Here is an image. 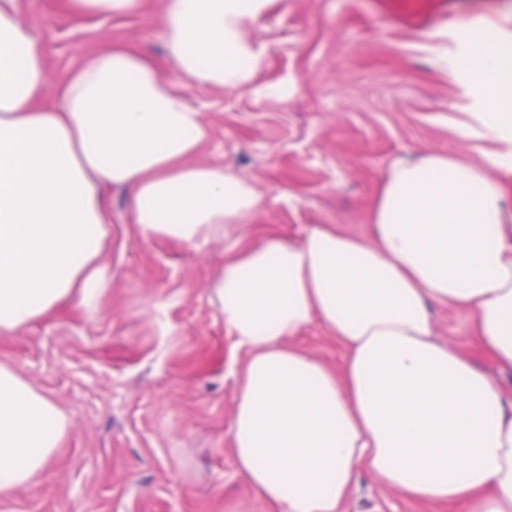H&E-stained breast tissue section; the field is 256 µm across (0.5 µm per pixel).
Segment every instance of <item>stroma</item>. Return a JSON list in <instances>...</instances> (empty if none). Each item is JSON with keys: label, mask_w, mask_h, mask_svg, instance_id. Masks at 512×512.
<instances>
[{"label": "stroma", "mask_w": 512, "mask_h": 512, "mask_svg": "<svg viewBox=\"0 0 512 512\" xmlns=\"http://www.w3.org/2000/svg\"><path fill=\"white\" fill-rule=\"evenodd\" d=\"M57 84L89 54L138 52L176 79L158 27L165 0L99 17L71 0H20ZM249 40L254 78L232 89L190 85L209 135L196 162L249 178L263 204L223 242L189 247L142 236L124 189H104L112 214L101 262L110 277L91 310L59 306L0 332L7 363L71 420L46 471L0 495V512H276L239 475L231 430L233 372L243 355L211 300L225 262L276 234L297 241L315 225L373 234L381 178L398 160L445 155L490 167L512 225V143L488 128L469 47L491 39L512 56V0H268ZM434 336L469 358L512 400V367L474 339L472 316L433 310ZM296 347L341 370L345 350L324 328ZM344 512H468L466 502L403 496L361 473Z\"/></svg>", "instance_id": "35a3bbf8"}]
</instances>
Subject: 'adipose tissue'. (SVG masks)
<instances>
[{
    "label": "adipose tissue",
    "mask_w": 512,
    "mask_h": 512,
    "mask_svg": "<svg viewBox=\"0 0 512 512\" xmlns=\"http://www.w3.org/2000/svg\"><path fill=\"white\" fill-rule=\"evenodd\" d=\"M267 0H165L159 17L180 76L124 50L87 56L58 87L18 0H0V331L107 287L97 262L126 190L144 235L190 246L224 238L263 204L248 179L194 162L208 136L181 81L235 88L260 51L245 33ZM484 120L512 141V71L472 54ZM484 167L433 155L392 165L374 234L313 227L239 253L210 298L245 353L232 416L239 475L277 512H342L362 472L404 495L512 512V404L455 349L434 339L432 310L471 314L477 340L512 366V230ZM320 324L346 348L341 372L294 346ZM67 415L0 362V494L47 467Z\"/></svg>",
    "instance_id": "obj_1"
}]
</instances>
